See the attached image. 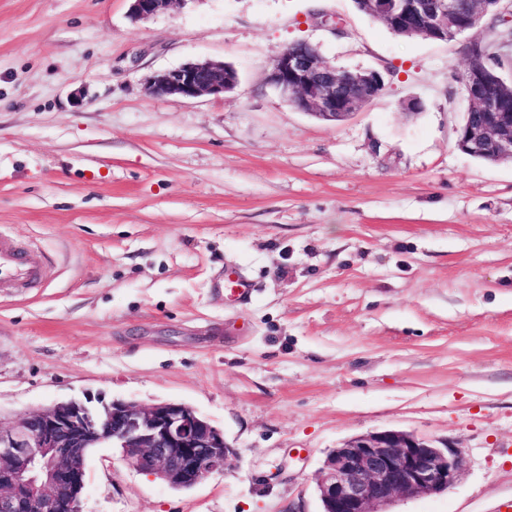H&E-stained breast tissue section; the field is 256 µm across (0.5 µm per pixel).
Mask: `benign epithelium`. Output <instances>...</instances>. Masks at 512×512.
Instances as JSON below:
<instances>
[{"instance_id":"1","label":"benign epithelium","mask_w":512,"mask_h":512,"mask_svg":"<svg viewBox=\"0 0 512 512\" xmlns=\"http://www.w3.org/2000/svg\"><path fill=\"white\" fill-rule=\"evenodd\" d=\"M131 0L136 20L150 19L172 3ZM359 0L361 12L393 34L446 41L477 27L488 14L504 13L503 0ZM463 89L470 102L456 146L492 162H512V77L491 74L493 56H512V35L468 46ZM267 80L295 109L340 122L380 97L384 76L351 72L319 52L287 47L274 59ZM237 72L217 61L186 63L154 73L152 96L218 97L234 90ZM103 443L120 449L138 471L175 488H190L224 472L237 458L224 432L183 403L141 405L102 398L56 402L5 426L0 423V512H82L86 459ZM464 454L448 444L397 430L359 435L328 455L317 479L322 512H387L399 495L431 496L450 489Z\"/></svg>"}]
</instances>
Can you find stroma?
<instances>
[{
  "mask_svg": "<svg viewBox=\"0 0 512 512\" xmlns=\"http://www.w3.org/2000/svg\"><path fill=\"white\" fill-rule=\"evenodd\" d=\"M129 9L0 0V227L46 263L37 287L0 292V418L176 401L238 454L175 489L102 445L83 512H321L329 453L391 429L463 449L465 465L390 512H498L512 499V163L456 147L467 47L490 23L433 42L353 0ZM298 39L380 71L384 94L336 123L295 110L266 77ZM203 59L233 66L236 88L146 92ZM228 269L246 295L225 296Z\"/></svg>",
  "mask_w": 512,
  "mask_h": 512,
  "instance_id": "1",
  "label": "stroma"
}]
</instances>
